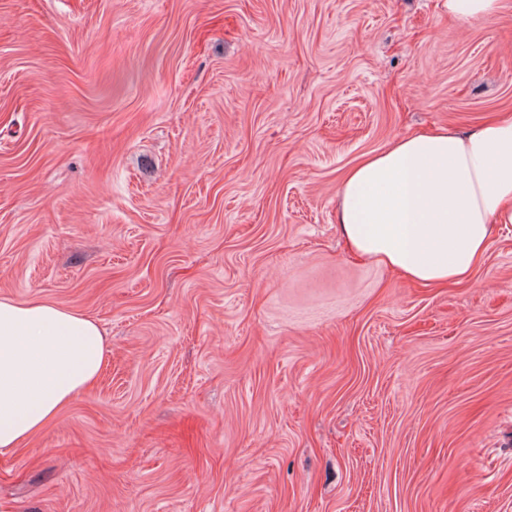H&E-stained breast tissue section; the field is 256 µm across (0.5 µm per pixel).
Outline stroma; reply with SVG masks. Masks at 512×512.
Listing matches in <instances>:
<instances>
[{"instance_id":"35a3bbf8","label":"stroma","mask_w":512,"mask_h":512,"mask_svg":"<svg viewBox=\"0 0 512 512\" xmlns=\"http://www.w3.org/2000/svg\"><path fill=\"white\" fill-rule=\"evenodd\" d=\"M504 116L512 8L0 0V298L108 353L0 512H512V224L440 288L336 224L364 155ZM448 17L464 22L494 17L506 6V0H445Z\"/></svg>"}]
</instances>
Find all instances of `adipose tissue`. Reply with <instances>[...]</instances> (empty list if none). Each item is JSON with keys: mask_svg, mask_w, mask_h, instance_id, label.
I'll return each instance as SVG.
<instances>
[{"mask_svg": "<svg viewBox=\"0 0 512 512\" xmlns=\"http://www.w3.org/2000/svg\"><path fill=\"white\" fill-rule=\"evenodd\" d=\"M337 222L359 257L406 279L468 280L493 225L512 223V119L463 137L414 133L368 155L340 187ZM106 365L90 316L0 299V449L51 424Z\"/></svg>", "mask_w": 512, "mask_h": 512, "instance_id": "1", "label": "adipose tissue"}]
</instances>
